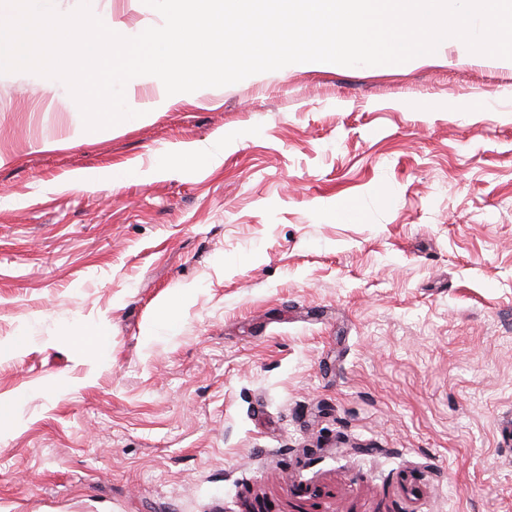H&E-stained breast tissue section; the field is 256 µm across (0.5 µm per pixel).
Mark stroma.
<instances>
[{"instance_id": "obj_1", "label": "stroma", "mask_w": 512, "mask_h": 512, "mask_svg": "<svg viewBox=\"0 0 512 512\" xmlns=\"http://www.w3.org/2000/svg\"><path fill=\"white\" fill-rule=\"evenodd\" d=\"M83 126L0 73V512H512V60L453 39ZM79 186L93 188L100 185H106L111 190L122 187L124 176L120 173L111 171L82 172L77 176Z\"/></svg>"}]
</instances>
